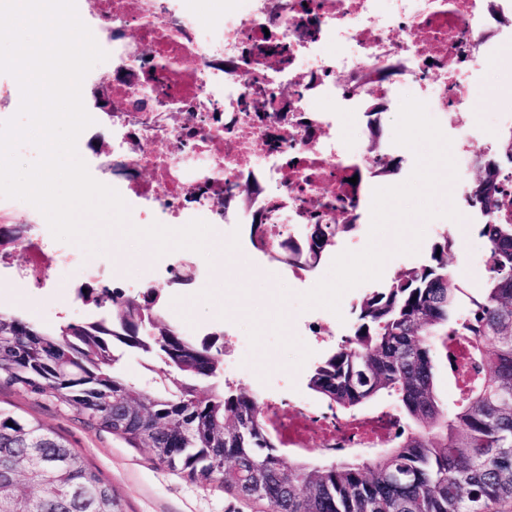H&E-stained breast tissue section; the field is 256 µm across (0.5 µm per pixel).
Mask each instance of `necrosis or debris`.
Returning <instances> with one entry per match:
<instances>
[{"mask_svg": "<svg viewBox=\"0 0 512 512\" xmlns=\"http://www.w3.org/2000/svg\"><path fill=\"white\" fill-rule=\"evenodd\" d=\"M79 16L107 55V80L87 74L82 93L106 96L112 118V180L142 220L164 215L182 227L260 222L266 240L303 243L307 225L329 223L322 201L344 205L361 224L373 191L387 177L366 153L338 134L348 122L360 143L384 140L380 115L411 93L455 136L461 166L474 157L475 86L497 70L512 43V0H224L218 21L203 23L197 0H80ZM282 48L266 64L270 38ZM164 140L166 150L154 147ZM248 181L251 192L230 191ZM27 278L80 268L93 281L141 287L119 266L85 264L64 245L29 226ZM321 267L284 264L264 253L262 272L297 287L320 281ZM265 405L293 448L318 438L323 449L378 447L395 429L391 411L343 417L308 401L281 402L272 387Z\"/></svg>", "mask_w": 512, "mask_h": 512, "instance_id": "obj_1", "label": "necrosis or debris"}]
</instances>
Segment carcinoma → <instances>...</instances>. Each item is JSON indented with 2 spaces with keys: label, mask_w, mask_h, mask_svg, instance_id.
<instances>
[{
  "label": "carcinoma",
  "mask_w": 512,
  "mask_h": 512,
  "mask_svg": "<svg viewBox=\"0 0 512 512\" xmlns=\"http://www.w3.org/2000/svg\"><path fill=\"white\" fill-rule=\"evenodd\" d=\"M468 198L493 215L506 203L512 130L473 165ZM333 224L308 225L305 245L282 243L279 260L317 265ZM25 224L0 227V242L24 243ZM487 277L461 302L448 272L446 235L428 263L372 288L357 306L353 337L314 368L308 388L334 414L354 416L392 403L399 431L383 448L338 456L329 465L287 463L255 397L209 385L221 351L158 316V287L142 298L109 288L79 293L99 311L92 320L37 325L0 309V380L32 396L53 398L92 426L199 484L274 512H489L512 503V223L480 224ZM468 338L472 371L448 405L436 393L437 368L459 380L448 342ZM126 351L158 358L157 387L143 391L120 375ZM0 463L13 477L0 485L3 512H116L112 484L51 429L0 409Z\"/></svg>",
  "instance_id": "cac0c4a2"
}]
</instances>
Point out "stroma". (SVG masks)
I'll list each match as a JSON object with an SVG mask.
<instances>
[{"instance_id": "obj_1", "label": "stroma", "mask_w": 512, "mask_h": 512, "mask_svg": "<svg viewBox=\"0 0 512 512\" xmlns=\"http://www.w3.org/2000/svg\"><path fill=\"white\" fill-rule=\"evenodd\" d=\"M478 122L492 127L499 113H512V66L500 68L496 81L481 82L474 90ZM455 245L448 254L449 271L468 267L465 288L481 285L486 275L482 260L483 241L474 224L439 218ZM234 229L210 236L209 250L214 278L210 288L197 290L195 267L182 258V250L171 256L184 276L181 284L165 285L162 314L176 326L192 324L194 336L220 333L224 370L220 382L238 391L257 395L260 386L279 384L288 395L309 396L307 378L324 354L354 329L353 302L364 291L356 287L341 298L342 321L332 331L321 326L319 308H304L302 291L259 276L253 257L236 243ZM114 260L126 275H145L157 257L155 246L126 236L124 228L107 226L98 254ZM25 251L15 250L7 266L0 268V307L17 312L43 326L61 320L79 322L87 309L77 296L85 281L79 270L55 274L49 287L26 284L20 270L27 264ZM246 344L247 357H240L239 344ZM0 408L43 423L78 450L87 462L111 482L117 512H273L268 504H249L224 492L219 484L201 485L161 468L148 448L128 447L112 433L89 425L66 404L51 398H36L0 382Z\"/></svg>"}]
</instances>
